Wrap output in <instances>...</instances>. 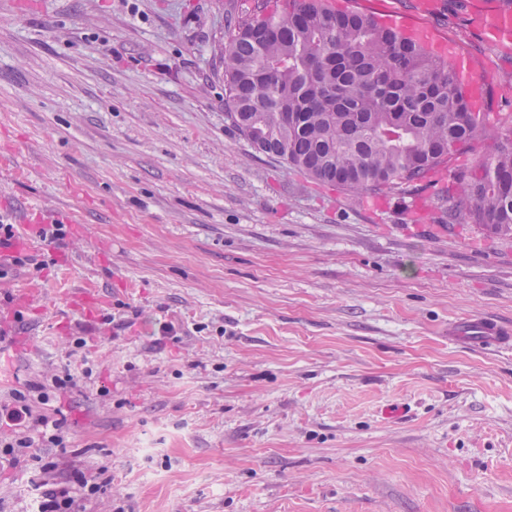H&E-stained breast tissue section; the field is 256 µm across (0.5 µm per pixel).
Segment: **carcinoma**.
Wrapping results in <instances>:
<instances>
[{
    "mask_svg": "<svg viewBox=\"0 0 512 512\" xmlns=\"http://www.w3.org/2000/svg\"><path fill=\"white\" fill-rule=\"evenodd\" d=\"M224 95L236 129L256 148L310 179L356 196L414 194L448 172L434 194L444 224H479L512 238V135L471 170L450 165L484 141L448 61L379 28L358 8L326 0H253L229 21ZM296 120L285 124L282 113Z\"/></svg>",
    "mask_w": 512,
    "mask_h": 512,
    "instance_id": "1",
    "label": "carcinoma"
}]
</instances>
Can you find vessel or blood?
Masks as SVG:
<instances>
[{
    "mask_svg": "<svg viewBox=\"0 0 512 512\" xmlns=\"http://www.w3.org/2000/svg\"><path fill=\"white\" fill-rule=\"evenodd\" d=\"M377 21L401 37L421 44L434 56L452 62L458 82L467 92L475 111H485L486 101L476 75V63L457 43L441 38L430 27L396 15L383 14L378 16ZM475 22L488 41L511 44L512 0H499L495 8L476 14ZM448 333L460 338L478 337L489 346L512 343V327L491 318L452 323L448 327Z\"/></svg>",
    "mask_w": 512,
    "mask_h": 512,
    "instance_id": "vessel-or-blood-1",
    "label": "vessel or blood"
}]
</instances>
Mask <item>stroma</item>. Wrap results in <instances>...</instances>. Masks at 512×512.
<instances>
[{"mask_svg":"<svg viewBox=\"0 0 512 512\" xmlns=\"http://www.w3.org/2000/svg\"><path fill=\"white\" fill-rule=\"evenodd\" d=\"M420 2L370 7L512 71L471 10ZM248 3L0 0V222L63 226L0 265V404L63 436L18 448L0 419V512L78 472L84 512H512V347L448 334L512 322V240L255 150L216 52Z\"/></svg>","mask_w":512,"mask_h":512,"instance_id":"obj_1","label":"stroma"}]
</instances>
